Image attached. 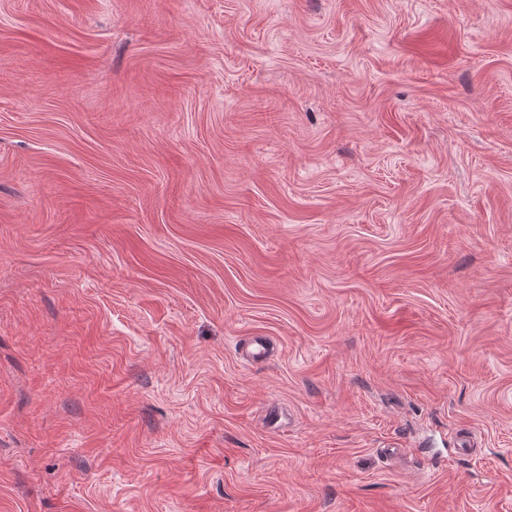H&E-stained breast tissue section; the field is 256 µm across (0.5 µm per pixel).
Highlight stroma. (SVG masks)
<instances>
[{
    "mask_svg": "<svg viewBox=\"0 0 512 512\" xmlns=\"http://www.w3.org/2000/svg\"><path fill=\"white\" fill-rule=\"evenodd\" d=\"M0 512H512V0H0Z\"/></svg>",
    "mask_w": 512,
    "mask_h": 512,
    "instance_id": "1",
    "label": "stroma"
}]
</instances>
